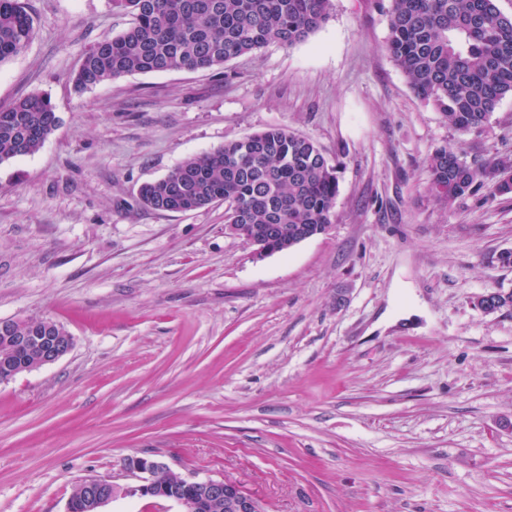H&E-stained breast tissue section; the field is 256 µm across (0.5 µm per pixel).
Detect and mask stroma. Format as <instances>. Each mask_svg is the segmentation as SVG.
Returning <instances> with one entry per match:
<instances>
[{
	"label": "stroma",
	"instance_id": "35a3bbf8",
	"mask_svg": "<svg viewBox=\"0 0 512 512\" xmlns=\"http://www.w3.org/2000/svg\"><path fill=\"white\" fill-rule=\"evenodd\" d=\"M35 35L0 107L59 126L0 164V320L50 318L58 362L0 383V512H66L134 484L130 457L226 478L267 512H512V193L444 205L427 159L512 158V97L460 132L386 50L389 0H333L304 42L209 71L72 76L123 32L110 0H25ZM271 127L338 168L329 230L258 260L217 202L142 207L143 183Z\"/></svg>",
	"mask_w": 512,
	"mask_h": 512
}]
</instances>
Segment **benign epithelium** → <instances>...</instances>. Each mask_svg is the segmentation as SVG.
Here are the masks:
<instances>
[{"instance_id":"7a95c632","label":"benign epithelium","mask_w":512,"mask_h":512,"mask_svg":"<svg viewBox=\"0 0 512 512\" xmlns=\"http://www.w3.org/2000/svg\"><path fill=\"white\" fill-rule=\"evenodd\" d=\"M225 230L253 247L256 258L276 253L266 236L281 230L278 224H226ZM59 323H32L27 319L0 320V382L15 375L53 364L73 346L72 337L59 335ZM130 471L138 480L136 486H119L101 476L80 479L87 495V512L101 508L119 496L148 497L172 501L183 512H197L200 505L214 512H265L261 500L248 493L240 484L228 479L189 480L173 472L162 460L136 457L128 460Z\"/></svg>"}]
</instances>
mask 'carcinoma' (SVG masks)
<instances>
[{
  "mask_svg": "<svg viewBox=\"0 0 512 512\" xmlns=\"http://www.w3.org/2000/svg\"><path fill=\"white\" fill-rule=\"evenodd\" d=\"M387 51L412 91L460 132L484 125L512 97V14L499 0H390ZM129 27L97 41L73 76L79 89L132 73L207 71L271 43L306 40L330 17L332 0H112ZM34 22L21 0H0V64L23 52ZM59 124L50 98L0 108V163L38 151ZM429 188L447 204L485 188L512 193V159L471 165L454 150L427 161ZM336 167L309 137L272 127L190 157L145 183L139 203L186 211L216 198L228 224H283L288 240L331 223Z\"/></svg>",
  "mask_w": 512,
  "mask_h": 512,
  "instance_id": "1",
  "label": "carcinoma"
}]
</instances>
